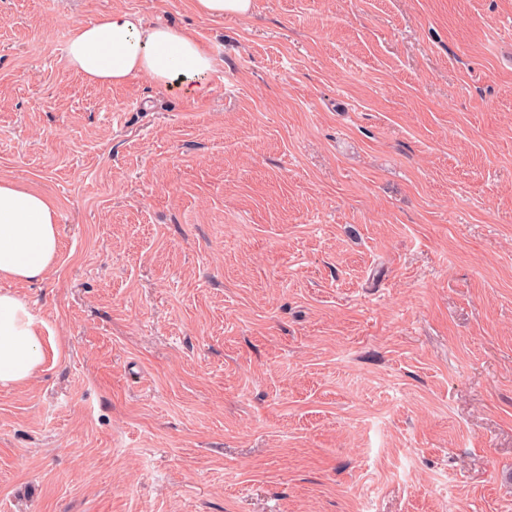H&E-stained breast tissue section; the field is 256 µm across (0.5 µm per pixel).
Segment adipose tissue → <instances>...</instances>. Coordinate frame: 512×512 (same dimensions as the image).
I'll use <instances>...</instances> for the list:
<instances>
[{"instance_id":"1","label":"adipose tissue","mask_w":512,"mask_h":512,"mask_svg":"<svg viewBox=\"0 0 512 512\" xmlns=\"http://www.w3.org/2000/svg\"><path fill=\"white\" fill-rule=\"evenodd\" d=\"M66 62L88 82L112 86L141 74L159 85L177 84L189 99L211 90L212 60L189 32L157 25L134 11H115L74 26ZM60 249L57 210L46 195L0 179V278L37 282ZM46 324L27 300L0 290V387L27 382L42 366Z\"/></svg>"}]
</instances>
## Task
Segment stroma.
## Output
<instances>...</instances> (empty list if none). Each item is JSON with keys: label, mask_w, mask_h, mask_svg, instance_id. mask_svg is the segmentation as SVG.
<instances>
[{"label": "stroma", "mask_w": 512, "mask_h": 512, "mask_svg": "<svg viewBox=\"0 0 512 512\" xmlns=\"http://www.w3.org/2000/svg\"><path fill=\"white\" fill-rule=\"evenodd\" d=\"M115 10L211 93L73 72ZM0 178L60 233L0 512H512V0H0ZM251 0H195V8L202 17H247Z\"/></svg>", "instance_id": "1"}]
</instances>
